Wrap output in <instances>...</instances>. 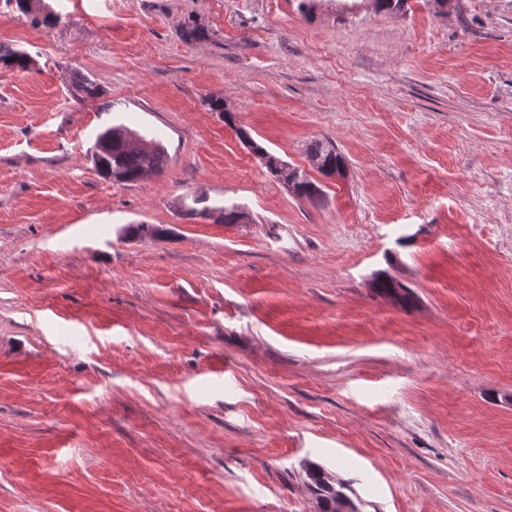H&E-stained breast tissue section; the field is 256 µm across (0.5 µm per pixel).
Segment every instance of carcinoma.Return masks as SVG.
<instances>
[{
    "label": "carcinoma",
    "instance_id": "obj_1",
    "mask_svg": "<svg viewBox=\"0 0 512 512\" xmlns=\"http://www.w3.org/2000/svg\"><path fill=\"white\" fill-rule=\"evenodd\" d=\"M15 4L16 10L32 16V22L39 24H51L58 21V17L50 14L39 17L38 12L31 5V0H7ZM34 63L32 56L9 44L0 42V67L8 71H26ZM74 90L78 96L85 99H95L102 95L100 87L90 78L82 77L75 83ZM210 109L224 115V122L235 128L240 141L248 146L257 157L260 164L272 174H277L275 160L277 156L270 153L264 146L258 143L251 133L244 127L236 124L232 112L224 111L223 103L219 99L209 100ZM137 136V133L124 125H110L105 127L96 137L94 145L100 146L101 166L97 172L106 180L119 177L125 183L139 181L145 174V168L150 167L158 172L165 164V150L163 146L153 139H142L146 149L137 151L130 147L129 140ZM309 158L312 165L327 177L341 176L344 174L346 163L343 155L332 145L316 143L309 148ZM218 214L225 224H237L244 217V212L235 205L208 207L200 210L192 209L191 215H201L205 218ZM376 287L383 293L392 297L397 302L407 304L410 296L407 288L392 277L384 276L376 280ZM309 487L317 502L321 506V512H340L346 503L353 500L344 492V485L333 483L331 478L321 469L311 468L308 471Z\"/></svg>",
    "mask_w": 512,
    "mask_h": 512
}]
</instances>
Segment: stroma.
I'll return each instance as SVG.
<instances>
[{"label": "stroma", "instance_id": "obj_1", "mask_svg": "<svg viewBox=\"0 0 512 512\" xmlns=\"http://www.w3.org/2000/svg\"><path fill=\"white\" fill-rule=\"evenodd\" d=\"M299 2L0 0V512H512V0ZM120 123L160 174H97ZM34 63L32 56L9 44L0 42L1 69L7 71H27ZM210 109L214 112H221L224 115V122L230 127L235 128L236 134L240 141L248 146L252 153L257 157L260 164L266 168V170L271 175H277L281 177L285 182L292 181L297 178L300 174L298 171L290 170L287 166H284L279 173H277V168L275 166V160H278L282 163L277 156L270 153L264 146L258 143L252 136L251 133L244 127L238 126L235 122V116L233 112H225L223 103L219 99H211L209 100ZM312 165L327 177L343 176L346 163L343 155L333 146L315 143L309 148ZM190 214L202 215L203 217H211L213 214L218 213L224 224H237L245 216L244 212L238 206H219L208 207L205 206L201 210L191 209ZM308 477L310 490L320 504L322 512H342L340 509L344 503L351 504L356 510L354 512L358 511L353 500L343 491L344 485L333 483L323 470L311 468L308 471Z\"/></svg>", "mask_w": 512, "mask_h": 512}]
</instances>
